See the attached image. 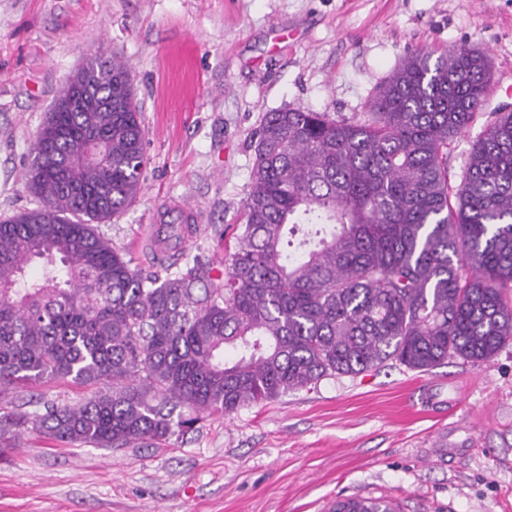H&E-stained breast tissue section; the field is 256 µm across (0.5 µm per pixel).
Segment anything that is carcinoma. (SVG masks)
Masks as SVG:
<instances>
[{"label":"carcinoma","instance_id":"carcinoma-1","mask_svg":"<svg viewBox=\"0 0 512 512\" xmlns=\"http://www.w3.org/2000/svg\"><path fill=\"white\" fill-rule=\"evenodd\" d=\"M78 78L99 109L64 87L26 171L41 206L0 221V402L47 379L95 391L5 412L0 434L139 448L325 377L479 363L512 340V112L474 141L459 183L448 171V141L489 94L485 55L414 53L350 118L265 113L224 269L197 254L163 276L93 228L135 201L147 163L130 71L94 58Z\"/></svg>","mask_w":512,"mask_h":512}]
</instances>
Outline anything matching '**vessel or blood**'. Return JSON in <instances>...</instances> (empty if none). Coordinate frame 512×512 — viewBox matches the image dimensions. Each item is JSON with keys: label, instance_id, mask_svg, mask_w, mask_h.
Here are the masks:
<instances>
[{"label": "vessel or blood", "instance_id": "vessel-or-blood-1", "mask_svg": "<svg viewBox=\"0 0 512 512\" xmlns=\"http://www.w3.org/2000/svg\"><path fill=\"white\" fill-rule=\"evenodd\" d=\"M203 231L198 214L188 205H174L158 213L150 227L149 236L142 240L157 260L164 261L178 254L186 241L197 238Z\"/></svg>", "mask_w": 512, "mask_h": 512}]
</instances>
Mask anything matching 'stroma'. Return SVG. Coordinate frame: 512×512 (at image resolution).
Wrapping results in <instances>:
<instances>
[{"mask_svg":"<svg viewBox=\"0 0 512 512\" xmlns=\"http://www.w3.org/2000/svg\"><path fill=\"white\" fill-rule=\"evenodd\" d=\"M487 56L486 114L512 111V0H0V220L38 206L24 173L61 90L124 62L145 127L143 189L98 232L143 273L166 201L198 207L184 255L224 261L251 135L283 108L350 117L414 52ZM512 512V341L474 364L336 375L143 448L0 437V512ZM391 503L382 500L347 498L336 501L330 512H395Z\"/></svg>","mask_w":512,"mask_h":512,"instance_id":"1","label":"stroma"}]
</instances>
